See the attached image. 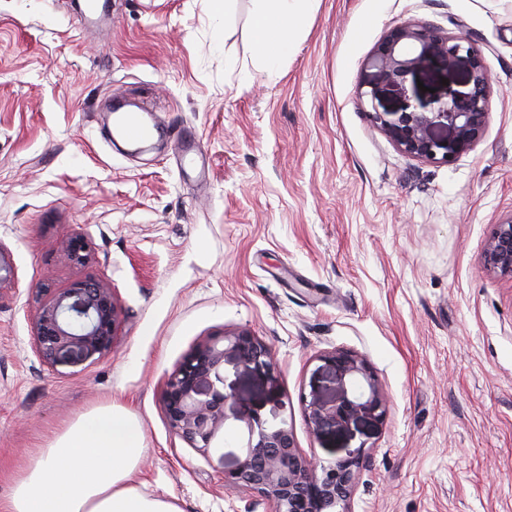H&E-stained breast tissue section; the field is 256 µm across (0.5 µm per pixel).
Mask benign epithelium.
I'll return each mask as SVG.
<instances>
[{
    "mask_svg": "<svg viewBox=\"0 0 512 512\" xmlns=\"http://www.w3.org/2000/svg\"><path fill=\"white\" fill-rule=\"evenodd\" d=\"M434 58L449 70H459L468 90L451 96L426 112L418 109L406 87L407 77L420 62ZM363 95L370 97L372 123L403 153L419 160L447 162L469 150L483 135L491 85L481 51L474 45L442 34L424 22L393 28L378 44L369 63ZM395 90L397 109L386 106L382 92ZM445 129L450 135L435 133ZM69 260L85 264L92 259L86 237L64 242ZM489 270L512 277V219L497 226L484 253ZM123 312L114 288L95 277H85L55 291L33 317L34 346L46 364L77 367L112 353ZM228 356L255 368H268L270 347L248 331L223 333L198 343L167 378L162 400L174 434L202 453L224 429L225 405L230 396L216 386ZM322 369L335 381V395L326 399L312 391L306 404L312 434L345 429L353 423L380 420L386 412L385 395L367 361L356 354L328 352ZM244 424L243 454L224 472V487L258 494L269 512H347L361 454L350 452L333 463L317 467L298 448L286 420L269 425L257 410L236 412Z\"/></svg>",
    "mask_w": 512,
    "mask_h": 512,
    "instance_id": "7a95c632",
    "label": "benign epithelium"
}]
</instances>
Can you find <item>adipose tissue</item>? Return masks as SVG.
Instances as JSON below:
<instances>
[{
    "mask_svg": "<svg viewBox=\"0 0 512 512\" xmlns=\"http://www.w3.org/2000/svg\"><path fill=\"white\" fill-rule=\"evenodd\" d=\"M251 39L259 64L275 71L311 0H252ZM143 448L140 421L111 404L82 414L39 449L0 503V512H179L131 483Z\"/></svg>",
    "mask_w": 512,
    "mask_h": 512,
    "instance_id": "1",
    "label": "adipose tissue"
}]
</instances>
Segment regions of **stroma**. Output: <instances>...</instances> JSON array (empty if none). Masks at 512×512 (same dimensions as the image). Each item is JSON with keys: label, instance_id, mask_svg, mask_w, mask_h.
<instances>
[{"label": "stroma", "instance_id": "stroma-1", "mask_svg": "<svg viewBox=\"0 0 512 512\" xmlns=\"http://www.w3.org/2000/svg\"><path fill=\"white\" fill-rule=\"evenodd\" d=\"M0 0V499L36 449L90 408L136 416L132 484L179 512H268L224 487L241 455L227 420L203 454L170 429L168 375L200 341L245 329L273 371L225 359L231 399L326 465L363 449L348 512H512V278L484 250L512 219V0H312L278 70L255 59L252 0ZM470 39L491 73L481 139L447 162L408 156L363 112L365 64L395 26ZM428 104L465 89L421 63ZM157 131L112 141L110 101ZM82 234L93 257L69 261ZM94 276L124 313L112 354L84 368L34 353L30 314ZM364 357L382 420L313 436L302 396L332 393L320 357ZM64 251L68 259L76 264H85L92 259L90 244L83 235L68 237L64 242Z\"/></svg>", "mask_w": 512, "mask_h": 512}]
</instances>
